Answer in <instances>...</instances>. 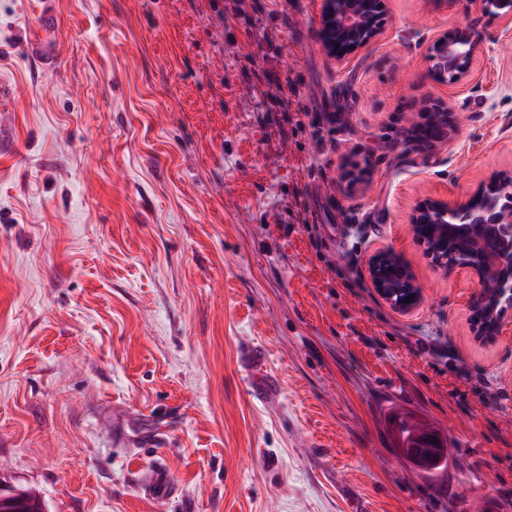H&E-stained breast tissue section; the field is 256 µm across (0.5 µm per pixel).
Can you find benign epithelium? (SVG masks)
<instances>
[{"label":"benign epithelium","instance_id":"obj_1","mask_svg":"<svg viewBox=\"0 0 512 512\" xmlns=\"http://www.w3.org/2000/svg\"><path fill=\"white\" fill-rule=\"evenodd\" d=\"M478 10L512 30V0H475ZM386 0H322L320 26L324 30L321 48L336 65H343L382 35L380 18ZM466 50L451 52L458 43ZM480 53V41L470 22L460 23L440 33L426 48L429 73L439 84H455L470 73ZM442 98L424 101L418 123L439 126V140H451L456 125ZM411 223L426 258L443 269L470 271L478 287L471 296L470 333L482 346L495 344L512 313V248L490 247V240L507 225L512 234V171L494 172L488 182L478 184L466 200L450 204L442 199H427L414 210ZM401 258L392 250L371 254L366 269L375 292L395 311L407 314L422 302V290L413 274L399 266ZM412 302H406V298ZM410 460L421 470H434L441 458H420V444L412 445Z\"/></svg>","mask_w":512,"mask_h":512}]
</instances>
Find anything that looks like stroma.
<instances>
[{"mask_svg": "<svg viewBox=\"0 0 512 512\" xmlns=\"http://www.w3.org/2000/svg\"><path fill=\"white\" fill-rule=\"evenodd\" d=\"M386 3L340 68L321 0H0V479L48 512H512V324L476 345V277L410 224L512 171V35ZM467 19L483 51L436 83L426 47ZM430 97L456 134L428 149ZM383 248L411 313L371 285ZM398 411L458 464L411 474ZM400 262L393 250H379L368 257L366 269L378 296L395 311L407 314L421 304L423 296L410 270L397 265ZM411 295L412 302L406 303Z\"/></svg>", "mask_w": 512, "mask_h": 512, "instance_id": "obj_1", "label": "stroma"}]
</instances>
